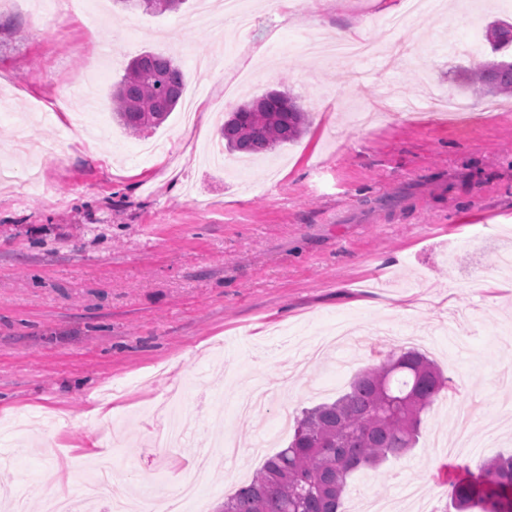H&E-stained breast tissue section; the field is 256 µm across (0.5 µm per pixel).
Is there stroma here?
Wrapping results in <instances>:
<instances>
[{
	"mask_svg": "<svg viewBox=\"0 0 512 512\" xmlns=\"http://www.w3.org/2000/svg\"><path fill=\"white\" fill-rule=\"evenodd\" d=\"M298 2L287 17L257 10L245 43L218 13L183 27L198 0L161 15L112 0L74 14L58 0H0V99L12 104L0 111V158L18 173L0 183V424L56 423L15 434L0 491L47 470L61 475L56 492L73 491L87 476L84 445L115 424L131 498L153 497L144 477L179 479L203 443L215 463L197 512H223L287 446L281 415L336 399L390 347L418 348L452 381L473 410L471 445L457 447L456 417L435 402L414 448L352 476L342 512L368 498L444 512L464 466L512 454V270L473 240L487 225L512 238V98L479 125L410 119L397 104L370 128L351 124L353 105L387 94L484 111L466 72L489 61L486 26L512 6L454 0L393 32L373 0ZM337 27L409 61L365 62L361 84L345 86L342 68L304 48L309 32ZM144 52L174 56L186 81L148 132L168 141L159 157L111 113L113 84ZM274 89L308 110L301 138L241 175L214 163L221 114ZM192 100L209 121L188 116ZM22 119L32 143L58 149L37 190L14 151ZM485 272L497 293L478 288ZM189 382L175 416L193 444L171 459L148 440L149 412Z\"/></svg>",
	"mask_w": 512,
	"mask_h": 512,
	"instance_id": "35a3bbf8",
	"label": "stroma"
}]
</instances>
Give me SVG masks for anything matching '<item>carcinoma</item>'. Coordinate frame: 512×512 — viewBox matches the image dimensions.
<instances>
[{"label": "carcinoma", "mask_w": 512, "mask_h": 512, "mask_svg": "<svg viewBox=\"0 0 512 512\" xmlns=\"http://www.w3.org/2000/svg\"><path fill=\"white\" fill-rule=\"evenodd\" d=\"M123 11L164 14L183 0H114ZM481 95L512 96V59L502 57L469 74ZM184 88L182 69L163 55L134 58L113 86L112 118L131 135L163 124ZM308 112L287 92L270 91L239 106L220 129L224 147L248 157L297 141ZM454 390L415 349L377 352L332 402L302 411L288 446L269 457L251 482L224 500V512H341L349 476L400 457L419 438L421 414ZM456 512H512V455L477 466L452 486Z\"/></svg>", "instance_id": "1"}]
</instances>
